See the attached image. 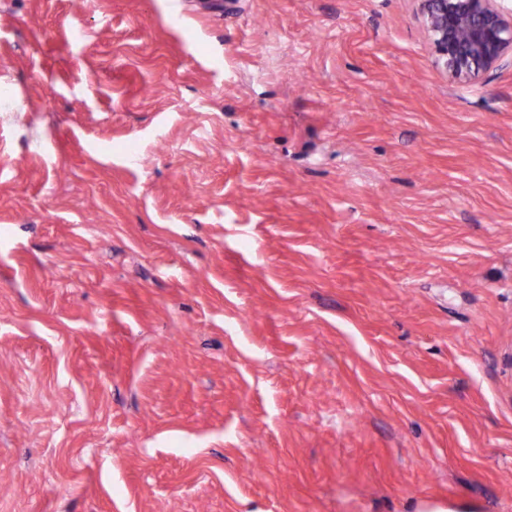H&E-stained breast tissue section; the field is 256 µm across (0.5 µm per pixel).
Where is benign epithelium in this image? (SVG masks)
<instances>
[{"label":"benign epithelium","mask_w":512,"mask_h":512,"mask_svg":"<svg viewBox=\"0 0 512 512\" xmlns=\"http://www.w3.org/2000/svg\"><path fill=\"white\" fill-rule=\"evenodd\" d=\"M438 62L459 81L476 79L512 54V12L499 0H420Z\"/></svg>","instance_id":"1"}]
</instances>
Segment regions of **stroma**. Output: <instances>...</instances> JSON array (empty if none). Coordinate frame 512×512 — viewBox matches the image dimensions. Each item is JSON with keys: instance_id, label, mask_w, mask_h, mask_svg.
Returning a JSON list of instances; mask_svg holds the SVG:
<instances>
[{"instance_id": "1", "label": "stroma", "mask_w": 512, "mask_h": 512, "mask_svg": "<svg viewBox=\"0 0 512 512\" xmlns=\"http://www.w3.org/2000/svg\"><path fill=\"white\" fill-rule=\"evenodd\" d=\"M222 2L0 0V512H512V61Z\"/></svg>"}]
</instances>
